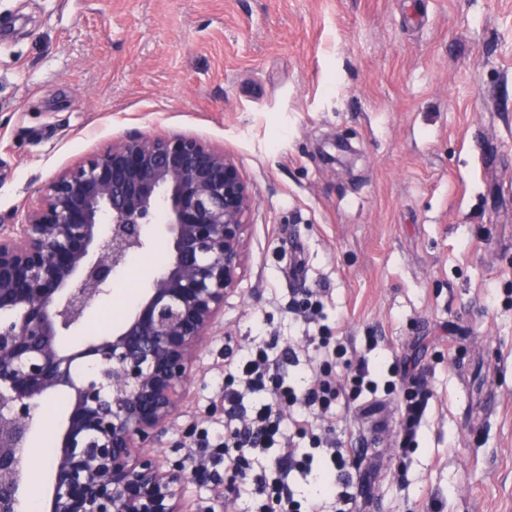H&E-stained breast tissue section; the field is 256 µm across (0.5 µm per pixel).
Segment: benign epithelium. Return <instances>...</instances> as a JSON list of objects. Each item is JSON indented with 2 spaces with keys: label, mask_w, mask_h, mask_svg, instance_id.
Listing matches in <instances>:
<instances>
[{
  "label": "benign epithelium",
  "mask_w": 512,
  "mask_h": 512,
  "mask_svg": "<svg viewBox=\"0 0 512 512\" xmlns=\"http://www.w3.org/2000/svg\"><path fill=\"white\" fill-rule=\"evenodd\" d=\"M253 204L223 150L129 134L55 175L21 217L0 219V512H19L35 412L61 391L71 407L44 512H193L187 469L157 448L243 277ZM159 214L170 257L134 311L111 334L64 346Z\"/></svg>",
  "instance_id": "7a95c632"
}]
</instances>
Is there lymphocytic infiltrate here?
<instances>
[{
    "instance_id": "f902f5d3",
    "label": "lymphocytic infiltrate",
    "mask_w": 512,
    "mask_h": 512,
    "mask_svg": "<svg viewBox=\"0 0 512 512\" xmlns=\"http://www.w3.org/2000/svg\"><path fill=\"white\" fill-rule=\"evenodd\" d=\"M348 374L339 378L331 359H324L312 385L303 391L288 385L279 374L267 350H257L242 364L224 370V431L203 437L200 446L210 458L225 461L228 484H253L257 502L253 512H302L288 478L291 473L310 474L315 449H324L333 472L332 489L336 512H354L355 498L349 493V467L357 452L340 438H323L312 433L306 413L319 411L326 422H333L342 395L352 399L376 394L379 389H395L394 381L378 383L365 358L346 363ZM431 394L423 375L413 377L401 408V449L416 442ZM309 440L308 447L296 446L295 437ZM275 450L274 465L279 472L267 479L256 470L260 453Z\"/></svg>"
}]
</instances>
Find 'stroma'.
I'll return each instance as SVG.
<instances>
[{
	"label": "stroma",
	"mask_w": 512,
	"mask_h": 512,
	"mask_svg": "<svg viewBox=\"0 0 512 512\" xmlns=\"http://www.w3.org/2000/svg\"><path fill=\"white\" fill-rule=\"evenodd\" d=\"M131 133L224 149L254 198L248 270L165 461L223 429L225 364L268 345L304 389L325 329L398 380L340 404L359 512H512V0H0V216ZM338 136L360 152L348 173L323 158ZM147 243L68 344L106 333L105 310L122 323L169 253L162 225ZM307 289L312 324L289 309ZM413 369L431 399L404 453ZM63 415L30 434L43 495V434Z\"/></svg>",
	"instance_id": "35a3bbf8"
}]
</instances>
